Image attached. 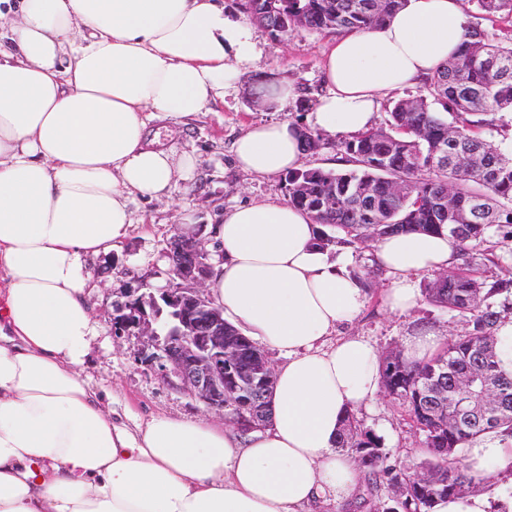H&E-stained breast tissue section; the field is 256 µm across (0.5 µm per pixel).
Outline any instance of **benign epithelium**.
Masks as SVG:
<instances>
[{"instance_id": "benign-epithelium-1", "label": "benign epithelium", "mask_w": 512, "mask_h": 512, "mask_svg": "<svg viewBox=\"0 0 512 512\" xmlns=\"http://www.w3.org/2000/svg\"><path fill=\"white\" fill-rule=\"evenodd\" d=\"M204 225L178 232L167 247V285L147 279L129 285L115 304L112 336L143 338L137 361L161 372L171 385L218 416L230 401L246 402L251 389L270 386L274 368L267 355L253 368L242 365L237 351L225 346L224 310L212 298L208 281L217 250L202 237Z\"/></svg>"}]
</instances>
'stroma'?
Returning a JSON list of instances; mask_svg holds the SVG:
<instances>
[{
  "label": "stroma",
  "instance_id": "1",
  "mask_svg": "<svg viewBox=\"0 0 512 512\" xmlns=\"http://www.w3.org/2000/svg\"><path fill=\"white\" fill-rule=\"evenodd\" d=\"M335 38L332 32L304 29L276 39L257 32L254 63L242 71L235 88L226 91L223 101L211 111L180 122L162 117L149 121L148 129L158 147L193 155L196 165L188 176L176 177L164 196L134 198L128 237L110 254L90 258L84 264L95 285L90 302L99 337L82 373L100 391L113 396L114 409L128 421H145L154 415L209 418L201 403L167 385L159 372L136 362L140 338L114 340L113 304L135 278L164 285L163 272L168 265L165 250L177 231L193 224L219 223L224 210L234 205L285 200L279 177L251 174L233 164V144L252 124L285 119L308 125L310 102L326 91L322 59ZM276 79L294 87V99L276 113L255 107L254 94L261 92L265 82ZM303 96L308 99L304 106L299 103ZM390 283L389 276H380L363 313L341 327L340 335L365 337L382 353L404 343L423 324L445 337L463 332L465 325L459 318L423 300L404 314L384 310L382 297ZM358 416L364 427L381 437L390 453V464L412 466L417 459V442L398 405L380 394L371 405L359 408Z\"/></svg>",
  "mask_w": 512,
  "mask_h": 512
}]
</instances>
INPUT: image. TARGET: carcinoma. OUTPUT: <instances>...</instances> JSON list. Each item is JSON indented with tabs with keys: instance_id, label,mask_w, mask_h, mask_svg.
<instances>
[{
	"instance_id": "carcinoma-1",
	"label": "carcinoma",
	"mask_w": 512,
	"mask_h": 512,
	"mask_svg": "<svg viewBox=\"0 0 512 512\" xmlns=\"http://www.w3.org/2000/svg\"><path fill=\"white\" fill-rule=\"evenodd\" d=\"M405 0H239L241 11L279 38L295 29L361 31L383 23ZM492 20L512 23V0H476ZM426 95L402 98L390 108L387 127L371 128L340 142L345 168L305 166L282 178L288 202L320 224L315 245L354 250L376 245L399 232L448 229L460 267L423 282L430 304L460 315L463 335L450 336L431 356L409 360L404 347L379 356L380 386L403 408L419 436L414 471L427 483L413 486V474L388 463L381 437L347 412L336 441L354 459L366 487L358 512H432L442 498L475 492L483 478L471 474L465 452L488 436L512 437V378L497 371L494 330L512 297V278L487 280L471 273L479 260H500L497 247L512 242V153L494 147L483 129L504 127L512 112V37L503 44L479 25L466 22L458 53L424 81ZM460 139L463 157H444L448 128ZM383 270L354 272L365 291ZM477 372L497 388L501 405L485 409L480 421L457 407L469 399L458 380ZM271 391L257 387L251 406L269 421ZM251 414L229 404L225 421L242 434L254 428ZM397 485L401 499L386 498Z\"/></svg>"
}]
</instances>
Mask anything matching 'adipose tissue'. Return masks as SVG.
I'll return each mask as SVG.
<instances>
[{"mask_svg": "<svg viewBox=\"0 0 512 512\" xmlns=\"http://www.w3.org/2000/svg\"><path fill=\"white\" fill-rule=\"evenodd\" d=\"M0 512H305L354 495L336 452L347 411L380 389L378 354L336 337L364 306L358 279L314 245L318 224L286 202L240 204L215 229L210 291L224 317L275 349L271 421L240 436L164 415L134 425L82 378L98 336L87 256L126 239L132 196L165 193L194 160L157 148L147 115L210 111L256 58L253 32L218 0H0ZM464 40L461 0H405L383 24L325 55L312 126L356 135L381 92L426 79ZM297 124H254L233 163L258 175L299 168ZM447 232L386 237L384 302L406 312L414 278L446 270ZM474 472L512 467V438L468 450ZM433 512H512V483L439 501Z\"/></svg>", "mask_w": 512, "mask_h": 512, "instance_id": "obj_1", "label": "adipose tissue"}]
</instances>
